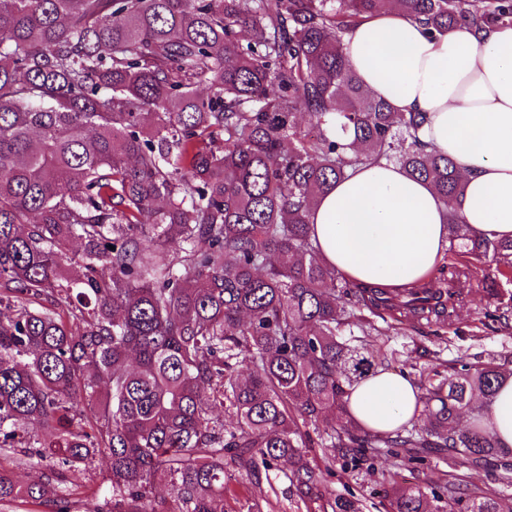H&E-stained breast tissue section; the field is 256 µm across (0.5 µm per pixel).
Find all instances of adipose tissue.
I'll return each mask as SVG.
<instances>
[{"label":"adipose tissue","mask_w":512,"mask_h":512,"mask_svg":"<svg viewBox=\"0 0 512 512\" xmlns=\"http://www.w3.org/2000/svg\"><path fill=\"white\" fill-rule=\"evenodd\" d=\"M342 47L365 92L395 111L425 113L428 148L454 163L464 192L448 206L399 165L350 168L310 214L320 258L357 283L408 288L442 261L449 209L475 236L512 239V23L430 35L391 11L352 27ZM421 409L413 383L395 371L362 380L347 402L350 418L381 433L415 421ZM481 425L512 448V379Z\"/></svg>","instance_id":"adipose-tissue-1"}]
</instances>
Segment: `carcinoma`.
Masks as SVG:
<instances>
[{
	"label": "carcinoma",
	"instance_id": "obj_1",
	"mask_svg": "<svg viewBox=\"0 0 512 512\" xmlns=\"http://www.w3.org/2000/svg\"><path fill=\"white\" fill-rule=\"evenodd\" d=\"M482 2L0 0V449L52 463L29 484L0 466L1 502L70 512L67 485L104 455L105 494L84 512H224L229 472L269 470L304 512H363L322 487L313 448L328 471L434 449L492 465L494 484L429 488L383 470L382 512H512L497 488L512 484V452L456 426L483 417L511 356L421 372L420 429L370 432L344 415L350 387L387 369L354 339L362 312L450 325L471 265L488 261L486 315L506 320L512 240L473 237L453 210L431 281L392 290L326 265L309 222L369 160L445 202L461 195L453 162L419 137L426 116L366 94L342 42L387 10L430 34L512 20V0ZM300 111L316 137L298 133Z\"/></svg>",
	"mask_w": 512,
	"mask_h": 512
}]
</instances>
